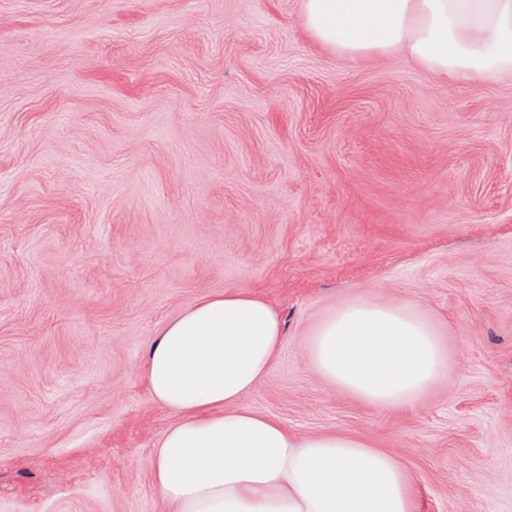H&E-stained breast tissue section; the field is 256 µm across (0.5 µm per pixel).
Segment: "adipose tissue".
Segmentation results:
<instances>
[{
    "label": "adipose tissue",
    "mask_w": 512,
    "mask_h": 512,
    "mask_svg": "<svg viewBox=\"0 0 512 512\" xmlns=\"http://www.w3.org/2000/svg\"><path fill=\"white\" fill-rule=\"evenodd\" d=\"M306 28L337 55H400L453 82L512 79V0H303ZM278 311L248 290L211 295L168 320L143 379L176 416L149 460L168 512H418L399 459L336 432L295 433L244 401L272 374ZM310 370L378 408L417 404L448 376V338L425 312L365 294L307 334Z\"/></svg>",
    "instance_id": "1"
}]
</instances>
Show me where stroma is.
<instances>
[{
  "mask_svg": "<svg viewBox=\"0 0 512 512\" xmlns=\"http://www.w3.org/2000/svg\"><path fill=\"white\" fill-rule=\"evenodd\" d=\"M301 5L0 0V512H164L145 348L239 289L284 324L247 407L394 454L418 512H512V81L350 62ZM367 293L448 338L414 407L308 367Z\"/></svg>",
  "mask_w": 512,
  "mask_h": 512,
  "instance_id": "1",
  "label": "stroma"
}]
</instances>
